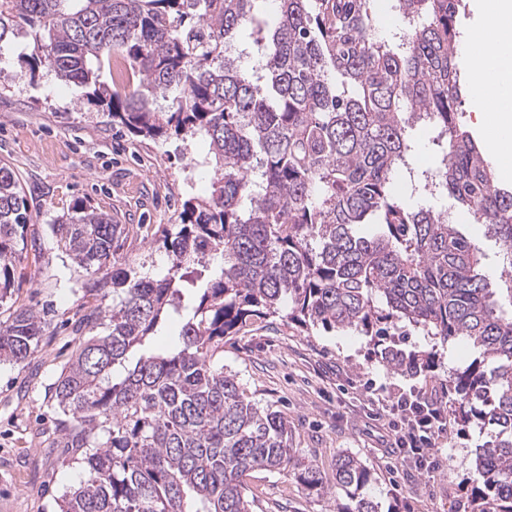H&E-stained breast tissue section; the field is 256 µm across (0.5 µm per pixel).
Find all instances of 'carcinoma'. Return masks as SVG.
Listing matches in <instances>:
<instances>
[{
  "label": "carcinoma",
  "instance_id": "obj_1",
  "mask_svg": "<svg viewBox=\"0 0 512 512\" xmlns=\"http://www.w3.org/2000/svg\"><path fill=\"white\" fill-rule=\"evenodd\" d=\"M258 0H0V56L19 38L30 60L89 89L131 134L199 139L214 177L208 197L187 198L163 230V275L109 271L121 225L84 201L50 224L58 248L91 274L88 291L118 297L82 318L94 331L48 384L58 448L81 453L84 478L61 512H253L245 478L294 476L328 493L319 470L288 446V421L250 399L224 370V338L254 318L286 317L305 330H355L391 369L417 376L435 355L386 344L399 322L479 350L448 380L464 426L494 423L479 450L471 512H512V274L494 288L485 254L448 212L411 204L409 129L425 122L444 142L442 167L423 191L449 195L512 258V192L497 185L485 151L457 119L461 0H397L400 42L374 34L370 0H275L263 25ZM250 29L254 62L235 55ZM121 52L139 77L124 95L95 72ZM355 88L338 89L334 77ZM161 98L163 107H154ZM31 223L18 176L0 166V300L16 245ZM375 224L364 236L356 228ZM223 265L197 268L210 254ZM177 320L173 346L153 350ZM46 319L31 310L0 320V360L26 361ZM336 487L352 505L371 475L340 453Z\"/></svg>",
  "mask_w": 512,
  "mask_h": 512
}]
</instances>
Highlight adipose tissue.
Listing matches in <instances>:
<instances>
[{"mask_svg": "<svg viewBox=\"0 0 512 512\" xmlns=\"http://www.w3.org/2000/svg\"><path fill=\"white\" fill-rule=\"evenodd\" d=\"M477 59L469 82L488 146L512 160V0H487L481 28L471 39Z\"/></svg>", "mask_w": 512, "mask_h": 512, "instance_id": "ef3b65f1", "label": "adipose tissue"}]
</instances>
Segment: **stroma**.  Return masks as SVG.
<instances>
[{
  "instance_id": "35a3bbf8",
  "label": "stroma",
  "mask_w": 512,
  "mask_h": 512,
  "mask_svg": "<svg viewBox=\"0 0 512 512\" xmlns=\"http://www.w3.org/2000/svg\"><path fill=\"white\" fill-rule=\"evenodd\" d=\"M484 20V0H462L458 62L469 74V42ZM203 142L137 137L88 102L83 88L31 69L22 50L0 56V165L14 169L29 203L36 242L25 245L13 270L0 320L16 309L44 313L48 327L23 364L0 363V512H58L57 502L83 472L68 448H52L43 424L56 415L46 386L72 359L78 312L100 306L86 293L84 269L58 249L53 216L89 201L124 227L114 245L117 266L144 275L165 272V225L179 221L183 201L210 194L213 172L200 166ZM403 348L436 354L434 372L406 376L383 365L368 337L355 331L305 332L282 317L253 320L224 340V367L237 373L259 406L288 421L289 444L332 477L341 452L370 469L366 496L380 512H461L476 451L498 432L488 424L463 428L449 420L438 443L440 467L426 476L413 462L387 453V414L370 405L369 385L440 391L478 355L468 343H448L416 331ZM255 512H336L345 492L307 495L295 479L260 471L247 480Z\"/></svg>"
}]
</instances>
